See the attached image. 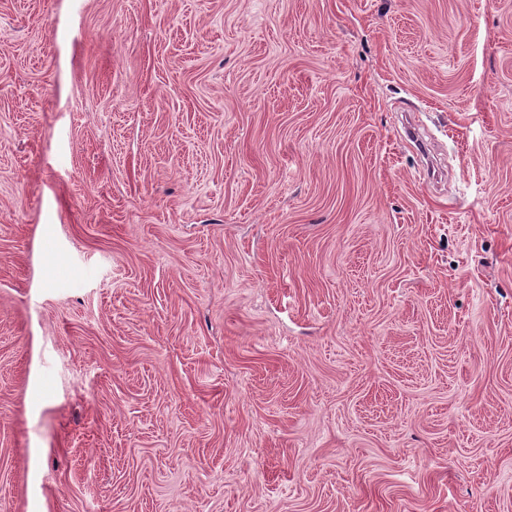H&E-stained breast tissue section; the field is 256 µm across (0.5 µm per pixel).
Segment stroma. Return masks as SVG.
Returning a JSON list of instances; mask_svg holds the SVG:
<instances>
[{
    "instance_id": "1",
    "label": "stroma",
    "mask_w": 512,
    "mask_h": 512,
    "mask_svg": "<svg viewBox=\"0 0 512 512\" xmlns=\"http://www.w3.org/2000/svg\"><path fill=\"white\" fill-rule=\"evenodd\" d=\"M0 512H512V0H0Z\"/></svg>"
}]
</instances>
